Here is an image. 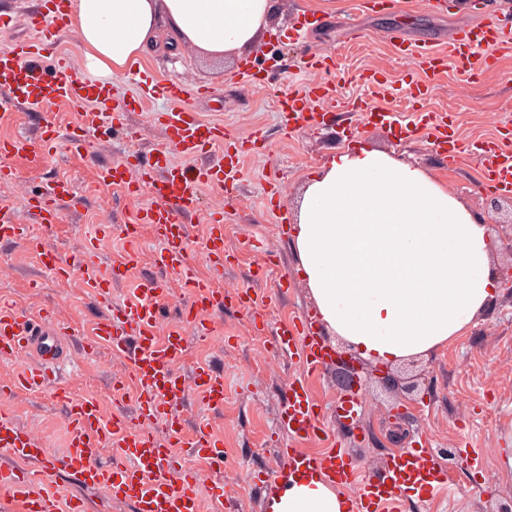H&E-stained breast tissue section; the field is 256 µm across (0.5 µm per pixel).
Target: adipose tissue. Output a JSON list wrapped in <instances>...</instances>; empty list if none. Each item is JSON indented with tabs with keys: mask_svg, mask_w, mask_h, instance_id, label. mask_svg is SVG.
Returning <instances> with one entry per match:
<instances>
[{
	"mask_svg": "<svg viewBox=\"0 0 512 512\" xmlns=\"http://www.w3.org/2000/svg\"><path fill=\"white\" fill-rule=\"evenodd\" d=\"M273 11L272 0H72L71 28L87 70L107 80L171 35L207 57L243 56ZM292 239L320 322L373 364L448 346L498 292L488 226L443 180L381 149H346L308 177ZM267 512H348V498L300 474Z\"/></svg>",
	"mask_w": 512,
	"mask_h": 512,
	"instance_id": "1",
	"label": "adipose tissue"
}]
</instances>
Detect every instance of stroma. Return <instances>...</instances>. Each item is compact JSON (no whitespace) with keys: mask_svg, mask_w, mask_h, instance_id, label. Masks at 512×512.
Masks as SVG:
<instances>
[{"mask_svg":"<svg viewBox=\"0 0 512 512\" xmlns=\"http://www.w3.org/2000/svg\"><path fill=\"white\" fill-rule=\"evenodd\" d=\"M311 0H274V15L264 39L254 51L235 59H209L183 47L168 53H153L111 82L122 100L138 97L137 72L158 80L179 79L185 86L208 87L209 97L186 96L188 106L204 118L223 120L237 137L259 132L261 139L241 164L234 183L208 184L197 188L196 201L183 221L190 226L191 245L201 249L206 219L215 209L224 216V242L230 253L222 285L243 289L269 301L268 324L255 333L248 314L234 304L211 317L214 336L209 340L187 336L186 350L178 363L185 380H192L197 366L224 374V406L202 415L194 391H187L177 409L187 429L207 419L223 443L222 463L186 456L187 466L202 476V512H266L269 500L261 482L281 469V451L289 447L286 434L275 424L288 396V385L304 375L298 362L278 355L272 342L278 328L291 319L311 314L314 303L297 271L291 238V221L307 176L336 153L356 144L379 148L403 161L428 169L448 183V188L476 214L486 218L494 237L507 231L498 221V208L508 207L506 195L493 194L480 186L481 168L474 152L479 141L492 136L500 121L512 117V51L498 52L483 75L471 78L450 69L435 81L433 97L423 115L451 113L461 140V159L448 163L421 137L398 139L385 129L365 124L354 104L362 93V74L369 69L385 72L395 88L392 96L379 100L380 108L403 115L411 109L404 90V68L397 60L387 35L401 32L411 39L439 41L455 29L478 22L472 0H394L385 10L362 11L357 0H325L320 6L325 23L312 30L306 43L289 39V29L310 12ZM43 0H0V48H7L31 35L25 18L43 12ZM319 50L331 51L336 69L327 73L338 89V103L324 105L314 127L290 128L288 117L278 108L277 93L301 90L307 80L302 63ZM251 67L264 76L267 85L254 88L238 83L241 67ZM147 111H127L122 124L93 133L85 150L74 153L58 146L42 159L6 157L0 164L10 168L12 178L0 180V204L14 208L19 223H31L28 195L56 179L69 180L75 188L64 206V218L46 235L48 244L63 258L82 250L87 230L108 224L111 235L101 239L95 262L109 270L120 262L128 243L121 227L140 207L144 196L129 195L121 188L97 184L101 166L134 154L148 162L164 143L161 129ZM73 116L54 103L25 109L0 103V140L24 136L40 145L47 123L68 129ZM136 138H129V131ZM273 180L275 195L262 187ZM24 311L53 309L56 315L88 333L92 324L106 316L83 276L71 283L54 280L41 267L37 255L24 243H0V302ZM79 334V336H80ZM79 336L64 339L71 359L59 371L72 397L96 395L104 416L132 414L134 390L129 386L130 365L111 355L107 347L94 354L80 352ZM402 379L416 376L417 389L410 401H402L380 379L360 375L366 411L356 428L336 427V439L349 448L361 466L383 472L389 457L413 443L420 432L431 436L432 448L444 453L460 445L477 449L483 466L474 469L459 461L449 468V488L429 500L411 496L397 512H493L512 496V474L500 472V449L512 444V294L500 290L497 297L473 321L464 336L429 358H417L392 367ZM23 428L42 437L51 454H60L68 436L65 406L50 392H16L0 405ZM223 485V500L211 496L214 485Z\"/></svg>","mask_w":512,"mask_h":512,"instance_id":"stroma-1","label":"stroma"}]
</instances>
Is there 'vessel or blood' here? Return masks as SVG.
I'll return each instance as SVG.
<instances>
[{"instance_id":"b4317fda","label":"vessel or blood","mask_w":512,"mask_h":512,"mask_svg":"<svg viewBox=\"0 0 512 512\" xmlns=\"http://www.w3.org/2000/svg\"><path fill=\"white\" fill-rule=\"evenodd\" d=\"M28 26L34 38L25 44L0 50V93L16 106L65 103L79 118L78 132L71 139L74 150L85 149L91 132L103 123L114 122L119 111L108 108L115 97L111 85L86 78L73 69L66 58L56 61V75L37 70L28 63L31 54L51 49L52 35L40 20L31 18ZM401 60L412 69L425 73L427 82L411 90L414 101H421L434 90L433 80L446 63L478 72L489 68L496 50L512 48V32H504L493 22H480L463 32H453L447 44L416 42L401 35L391 39ZM366 92L357 103L369 124L397 129L407 137L425 135L434 149L458 161L460 150L449 115L434 116L432 122L406 121L401 115L375 107L376 99L387 96L391 86L377 74L365 79ZM183 84L147 81L142 94L149 101L165 97L173 106L153 113L152 120L164 132L165 145L155 153L152 164L139 166L135 156L99 168L97 182L103 186H121L130 193L147 191L146 202L131 216L134 224L148 225L161 243L153 255L155 266L187 288L193 298L184 315L198 337L211 336L210 313L222 310L226 300L236 299L250 312L255 330L267 324L264 299L246 293L229 294L218 281L224 276V217L212 212L208 218V237L202 251L190 252L189 227L182 221L194 203L195 188L200 184H220L239 171L241 152L226 151L230 138L223 122L205 121L197 112L184 107ZM336 98V85L314 81L294 94L279 97L281 111L292 120L315 122L323 104ZM220 148V155L205 166L188 168L176 164L174 154L195 156ZM478 156L483 189L512 194V123L502 122L500 137L479 145ZM73 196L69 182L56 180L28 201L34 224H21L14 211L0 206V240L34 242L45 270L60 279L83 275L93 286L99 303L108 309V317L94 323L92 339L82 346L92 353L105 345L111 353L125 357L131 364L130 377L136 390L132 418H105L96 397H70L65 388L56 386L55 365L64 358L62 337L72 335V328L61 322L53 310L30 314L10 304L0 305V361H15L20 354L34 358L24 366L12 383L0 385L5 396L17 388L40 391L53 388L56 398L65 402L69 416V436L65 453L58 465L82 486L104 490L107 502H124L133 512H200L199 476L183 465L174 447H189L196 457L212 460L220 456L221 445L213 437L207 422H200L194 432H186L185 423L174 409L185 394V380L175 364L184 352L180 327L160 332L158 296L161 284L153 279L136 282L129 296L116 300L113 284L124 280L139 255L128 251L122 264L109 273L98 270L94 257L99 236L111 233V225L99 226L97 235L88 237L84 251L73 261H65L47 244L36 241L35 227L48 228L63 217L61 206ZM207 266L208 276H200L199 266ZM276 352L295 356L308 374L322 371L333 361V353L305 319L285 323L276 332ZM194 386L202 411L224 405V377L211 368H197ZM365 411L362 392L339 397L332 411L337 424L360 422ZM324 413L313 398L305 377L295 379L288 388L279 429L294 445L282 449L285 471L317 472L330 482L351 492V512H388L401 498L415 491L437 493L448 485V472L439 455L426 446L399 449L381 475L366 472L348 449L331 446L310 453L296 449L299 440H320L326 436ZM165 427L157 434L154 424ZM112 453L111 465H101L103 453ZM50 456L45 441L21 428L7 413L0 411V494L21 493L20 512H84L81 501L71 500L61 508L57 496L44 486L41 464Z\"/></svg>"}]
</instances>
